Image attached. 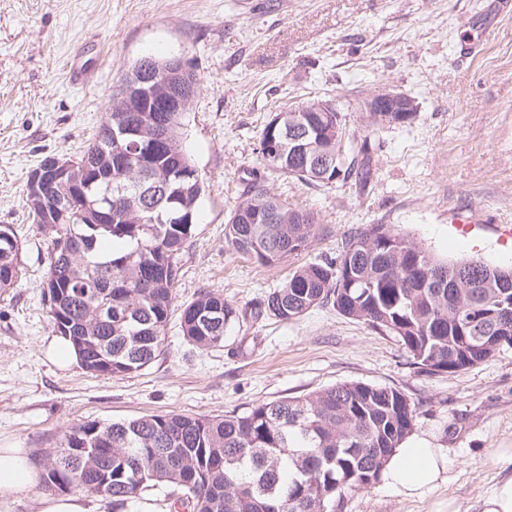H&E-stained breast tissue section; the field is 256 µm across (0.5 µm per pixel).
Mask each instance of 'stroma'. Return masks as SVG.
<instances>
[{"mask_svg": "<svg viewBox=\"0 0 512 512\" xmlns=\"http://www.w3.org/2000/svg\"><path fill=\"white\" fill-rule=\"evenodd\" d=\"M495 0H0V225L20 246L17 286L0 290V448L32 457L87 422L167 413L217 416L344 382L401 391L416 409L408 442L442 449L445 481L407 500L376 483L337 512H478L512 448V347L455 374L409 364L394 338L329 306L301 317L240 320L220 347L198 349L172 313L163 350L144 369L91 374L54 353L42 294L49 233L26 204L29 173L48 154L75 157L105 120L121 79L146 56H177L198 78L180 130L206 185L192 237L176 258L175 305L203 291L239 309L297 267L336 256L351 232L388 224L437 259L512 265V17L482 26ZM478 45L467 65L460 46ZM79 55L83 85L67 64ZM389 87L417 112L387 124L366 187L306 185L278 173L268 187L314 213L308 248L266 267L224 241V224L259 163L271 112L333 101L363 134L360 98Z\"/></svg>", "mask_w": 512, "mask_h": 512, "instance_id": "obj_1", "label": "stroma"}]
</instances>
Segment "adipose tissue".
<instances>
[{"label": "adipose tissue", "mask_w": 512, "mask_h": 512, "mask_svg": "<svg viewBox=\"0 0 512 512\" xmlns=\"http://www.w3.org/2000/svg\"><path fill=\"white\" fill-rule=\"evenodd\" d=\"M447 464L439 449L405 445L388 461L381 480L394 493L416 498L438 486ZM35 478L25 449L0 448V499L33 486Z\"/></svg>", "instance_id": "obj_1"}]
</instances>
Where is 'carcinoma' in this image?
Instances as JSON below:
<instances>
[{
    "label": "carcinoma",
    "mask_w": 512,
    "mask_h": 512,
    "mask_svg": "<svg viewBox=\"0 0 512 512\" xmlns=\"http://www.w3.org/2000/svg\"><path fill=\"white\" fill-rule=\"evenodd\" d=\"M134 68L106 106L112 123H102L94 141L74 162L112 167V186L95 185L87 198L59 196L45 205L29 201L39 228L51 233L44 286L53 329L76 347L90 373L124 376L148 366L160 353L177 280L174 259L192 237L194 224H170L177 217L169 198L198 214L205 186L199 178L176 179L172 168L196 171L180 145L183 113L166 112L153 101L147 112H122L135 94ZM198 79L179 75L180 93L194 96ZM275 112L259 139V165L249 170L246 190L224 224V240L236 252L273 266L304 251L319 234L314 213L292 208L265 185L276 170L311 185L354 179L368 183L375 144L363 136L340 155L345 130L339 113ZM406 112H372V127L404 122ZM134 122L138 136L110 144L108 126ZM293 124L304 138L283 140ZM168 134L172 147L156 152L144 173L129 157L137 145ZM337 157L325 178L312 156ZM144 181L156 192L109 212L107 190ZM65 212L49 223L54 210ZM259 220H254L255 215ZM19 241L0 226V288L19 276ZM512 306V269L479 259L448 264L395 232L389 224H368L345 240L336 258L295 269L279 287L250 307L256 319L289 321L330 305L401 343L410 363L428 374L457 373L512 347V318L495 314ZM239 309L214 291L200 293L180 313L183 336L201 348L224 343ZM416 425V410L399 390L345 382L304 398L253 405L240 414L196 417L151 415L74 429L49 457L41 484L63 492L101 495L117 512H140L154 493L164 494L171 512H336L341 499L376 484L385 462ZM90 452L83 453L81 449Z\"/></svg>",
    "instance_id": "cac0c4a2"
}]
</instances>
